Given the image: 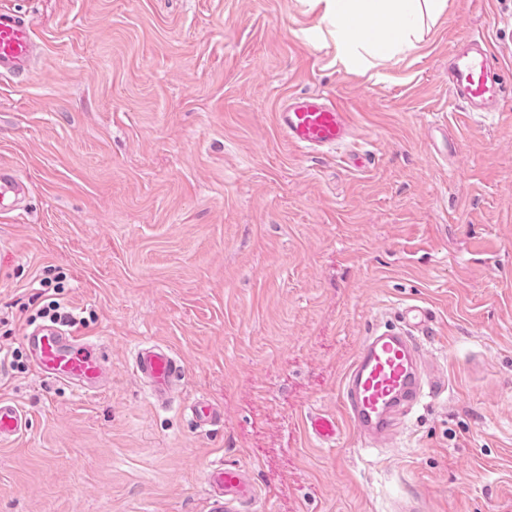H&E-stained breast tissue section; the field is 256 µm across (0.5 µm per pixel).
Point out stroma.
I'll return each mask as SVG.
<instances>
[{"mask_svg": "<svg viewBox=\"0 0 512 512\" xmlns=\"http://www.w3.org/2000/svg\"><path fill=\"white\" fill-rule=\"evenodd\" d=\"M43 46L0 78V512H209L217 457L251 465L255 512H512V98L458 111L448 50L485 35L512 86V0H448L413 50L346 67L311 0H0ZM335 96L368 160L288 144L292 94ZM83 312L111 370L79 396L36 376L40 279ZM432 316L444 384L370 447L339 413L365 336ZM184 367L169 405L133 371L144 340ZM224 415L200 429L188 405ZM25 189L17 178L14 170L0 164V213H10L17 210ZM29 429V419L13 401L0 398V443H7L24 435ZM308 431L321 445L334 447L340 435V425L334 416L315 413L308 420Z\"/></svg>", "mask_w": 512, "mask_h": 512, "instance_id": "1", "label": "stroma"}]
</instances>
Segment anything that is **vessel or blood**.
<instances>
[{"instance_id": "1", "label": "vessel or blood", "mask_w": 512, "mask_h": 512, "mask_svg": "<svg viewBox=\"0 0 512 512\" xmlns=\"http://www.w3.org/2000/svg\"><path fill=\"white\" fill-rule=\"evenodd\" d=\"M39 50L28 17L15 9L0 8V76L23 73ZM494 57L486 36L473 34L448 52V91L466 112L498 111L507 89L492 74ZM276 124L288 142L312 152L337 150L354 137L351 114L335 97L294 95L279 107ZM23 184L11 167L0 164V213L17 210ZM403 327L375 331L361 343L341 386L342 411L366 440L396 439L400 420L414 404L436 393L426 358L417 342L427 333L428 312L418 306L402 310ZM34 370L44 378L86 396L97 391L108 367L97 343L54 325L27 331ZM133 370L148 385L155 401L166 400L183 376L174 352L150 340L135 353ZM197 428L220 422L222 412L207 400L188 407ZM29 419L13 401L0 398V443L24 435ZM308 431L321 445L332 447L340 435L337 419L316 413ZM210 512H248L257 496L247 467L218 460L206 469Z\"/></svg>"}]
</instances>
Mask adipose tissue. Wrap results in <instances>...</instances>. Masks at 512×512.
Instances as JSON below:
<instances>
[{"label": "adipose tissue", "instance_id": "ef3b65f1", "mask_svg": "<svg viewBox=\"0 0 512 512\" xmlns=\"http://www.w3.org/2000/svg\"><path fill=\"white\" fill-rule=\"evenodd\" d=\"M336 39L342 63L357 59L360 50L383 57L397 50L414 49L425 28L444 13L447 0H314ZM367 21L372 38L357 39L350 32L354 19Z\"/></svg>", "mask_w": 512, "mask_h": 512}]
</instances>
